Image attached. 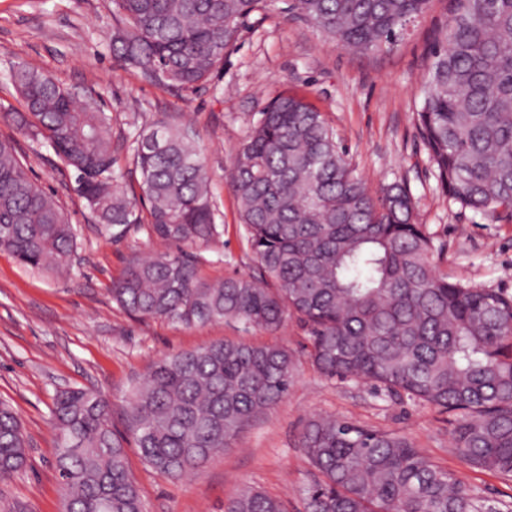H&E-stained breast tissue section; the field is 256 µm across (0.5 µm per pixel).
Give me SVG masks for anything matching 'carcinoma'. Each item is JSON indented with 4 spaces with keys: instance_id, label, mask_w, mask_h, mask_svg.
Masks as SVG:
<instances>
[{
    "instance_id": "1",
    "label": "carcinoma",
    "mask_w": 512,
    "mask_h": 512,
    "mask_svg": "<svg viewBox=\"0 0 512 512\" xmlns=\"http://www.w3.org/2000/svg\"><path fill=\"white\" fill-rule=\"evenodd\" d=\"M430 0H287V11L336 44L392 49ZM266 0H112L115 59L164 86L194 89L224 65L240 29ZM23 111L1 112L74 173L96 223L149 225L173 249L134 257L112 301L148 319L234 321L270 333L296 318L308 357L330 379L359 380L448 416L471 468L512 477V296L437 273L433 239L414 222L407 187L372 193L350 168L321 112L283 93L232 160L231 188L258 274L205 282L191 248L224 233L188 130L143 127L129 144L140 174L129 197L116 172L111 116L77 104L42 69L9 73ZM416 128L448 197L512 215V0H454L429 55ZM77 230L36 183L14 136L0 137V250L49 273L69 268ZM294 355L278 344L224 340L152 363L125 397V432L91 389L57 395L55 463L65 512H144L126 444L159 474L180 478L224 452L288 394ZM320 478L305 512H477L476 491L425 457L404 433L335 416L299 439ZM17 413L0 401V481L27 460ZM224 512H286L244 491Z\"/></svg>"
}]
</instances>
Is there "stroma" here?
Listing matches in <instances>:
<instances>
[{
    "label": "stroma",
    "mask_w": 512,
    "mask_h": 512,
    "mask_svg": "<svg viewBox=\"0 0 512 512\" xmlns=\"http://www.w3.org/2000/svg\"><path fill=\"white\" fill-rule=\"evenodd\" d=\"M451 0H434L390 51L361 54L336 45L273 0L253 14L222 69L195 89L162 87L112 56L111 0H0V107L20 110L9 79L12 66L31 62L71 89L82 104L112 117L117 168L126 187L137 185L128 139L135 127L191 128L205 159L223 237L199 248L200 276L213 282L251 275L257 261L246 245L230 187L231 160L279 94L298 93L324 115L347 159L372 192L399 181L410 188L415 220L426 225L439 273L512 295V217L449 201L417 134V87ZM31 176L52 195L78 232L70 276L22 266L0 251V401L18 413L27 463L0 481V512H63L54 467L56 393L75 387L110 398L112 424L123 430L125 393L148 365L165 355L218 340L276 343L298 356L285 398L247 426L223 453L178 480L154 472L128 448V466L146 512H224V502L258 489L302 512L304 489L317 476L299 446L307 422L333 415L364 427L410 435L440 468L476 490L487 512L512 503V478L471 469L458 456L445 415L397 398L374 385L330 380L302 354L305 330L286 322L274 334L224 321L190 327L141 320L112 301L110 288L129 260L160 249L148 225L104 235L74 191L69 171L52 150L35 154L20 141Z\"/></svg>",
    "instance_id": "obj_1"
}]
</instances>
